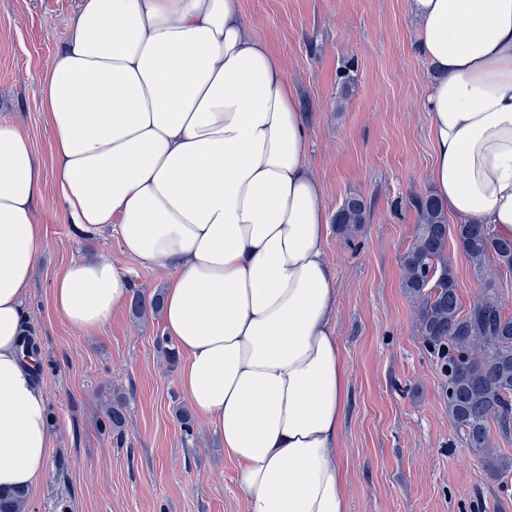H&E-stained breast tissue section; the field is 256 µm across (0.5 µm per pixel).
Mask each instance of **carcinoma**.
Instances as JSON below:
<instances>
[{"label": "carcinoma", "mask_w": 512, "mask_h": 512, "mask_svg": "<svg viewBox=\"0 0 512 512\" xmlns=\"http://www.w3.org/2000/svg\"><path fill=\"white\" fill-rule=\"evenodd\" d=\"M418 216L415 239L401 256V288L420 305L418 332L440 362L447 380L448 418L466 446L482 453L485 470L502 483L512 478V457L491 450V425L512 434V317L503 314L498 298L502 284L483 279V288L466 312L461 309L457 283L448 260V218L433 194L411 198ZM367 201L360 195L345 198L334 224L348 232L366 222ZM459 247L476 275L495 261L512 271V234L483 224H459ZM161 295L133 291L132 315H159ZM112 432L122 435L125 406L112 404L107 412ZM28 491L0 490V512H26Z\"/></svg>", "instance_id": "cac0c4a2"}]
</instances>
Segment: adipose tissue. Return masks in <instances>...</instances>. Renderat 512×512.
<instances>
[{"instance_id":"adipose-tissue-1","label":"adipose tissue","mask_w":512,"mask_h":512,"mask_svg":"<svg viewBox=\"0 0 512 512\" xmlns=\"http://www.w3.org/2000/svg\"><path fill=\"white\" fill-rule=\"evenodd\" d=\"M409 6L436 71L429 182L458 223L512 233V0ZM40 86L60 203L84 235L118 231L166 274L180 391L237 462L248 512H350L323 188L284 64L239 0H79ZM42 188L29 139L1 123V489L33 488L54 440L21 350ZM129 293L98 254L56 276L52 302L94 331Z\"/></svg>"}]
</instances>
